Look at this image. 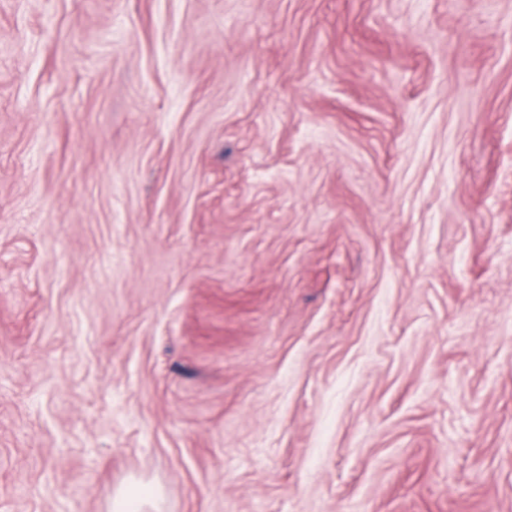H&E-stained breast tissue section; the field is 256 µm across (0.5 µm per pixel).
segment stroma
Masks as SVG:
<instances>
[{"instance_id":"1","label":"stroma","mask_w":512,"mask_h":512,"mask_svg":"<svg viewBox=\"0 0 512 512\" xmlns=\"http://www.w3.org/2000/svg\"><path fill=\"white\" fill-rule=\"evenodd\" d=\"M512 512V0H0V512Z\"/></svg>"}]
</instances>
